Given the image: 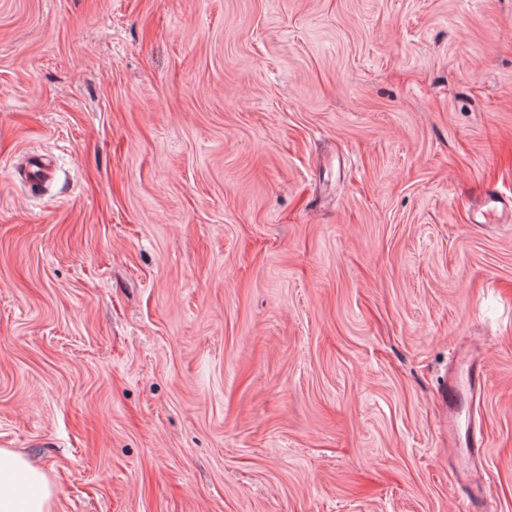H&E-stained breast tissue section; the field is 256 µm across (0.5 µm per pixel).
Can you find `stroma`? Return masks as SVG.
<instances>
[{
  "mask_svg": "<svg viewBox=\"0 0 512 512\" xmlns=\"http://www.w3.org/2000/svg\"><path fill=\"white\" fill-rule=\"evenodd\" d=\"M488 190L512 0H0V448L52 512H463L480 434L512 512ZM505 205V199L496 193L487 194L475 208L471 218L472 223L491 224L499 221ZM465 367L467 372V385L470 394H480L484 388V376L479 360L470 354H461L454 378L448 383V397L451 409L455 411L461 396L458 383V368Z\"/></svg>",
  "mask_w": 512,
  "mask_h": 512,
  "instance_id": "35a3bbf8",
  "label": "stroma"
}]
</instances>
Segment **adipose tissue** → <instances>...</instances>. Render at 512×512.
Here are the masks:
<instances>
[{"label": "adipose tissue", "instance_id": "adipose-tissue-1", "mask_svg": "<svg viewBox=\"0 0 512 512\" xmlns=\"http://www.w3.org/2000/svg\"><path fill=\"white\" fill-rule=\"evenodd\" d=\"M54 489L22 454L0 448V512H50Z\"/></svg>", "mask_w": 512, "mask_h": 512}]
</instances>
